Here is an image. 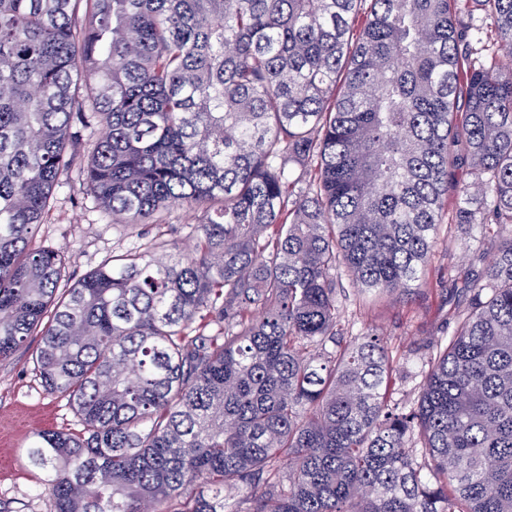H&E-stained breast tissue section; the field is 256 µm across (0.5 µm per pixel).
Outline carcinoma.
Masks as SVG:
<instances>
[{"mask_svg": "<svg viewBox=\"0 0 512 512\" xmlns=\"http://www.w3.org/2000/svg\"><path fill=\"white\" fill-rule=\"evenodd\" d=\"M481 2L511 46L512 0ZM471 13L0 0V359L40 335L84 425L28 448L52 512H241V486L247 512H512V69ZM78 163L106 216L195 212L191 257L60 289L32 242ZM449 208L495 260L452 279L410 404L377 334L340 340L336 288L412 295Z\"/></svg>", "mask_w": 512, "mask_h": 512, "instance_id": "obj_1", "label": "carcinoma"}]
</instances>
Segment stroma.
I'll return each instance as SVG.
<instances>
[{
  "label": "stroma",
  "instance_id": "35a3bbf8",
  "mask_svg": "<svg viewBox=\"0 0 512 512\" xmlns=\"http://www.w3.org/2000/svg\"><path fill=\"white\" fill-rule=\"evenodd\" d=\"M62 180L64 186L55 194L33 243L64 254L65 285L132 248L149 251L162 261L177 252L190 253L194 218L185 208L162 213L154 224H112L92 206L83 205L85 184L79 167L65 172ZM493 257L492 250L457 229L453 211H445L423 288L402 299L366 298L350 286L339 294L347 334L354 337L369 329L381 335L394 359L395 387L405 389L406 371L427 355L429 342L448 335L454 313L465 305L464 294L449 286L451 269L483 267ZM39 345V336H30L8 358L0 359V512H50L27 448L39 431L82 429L69 402L44 390L35 368Z\"/></svg>",
  "mask_w": 512,
  "mask_h": 512
}]
</instances>
